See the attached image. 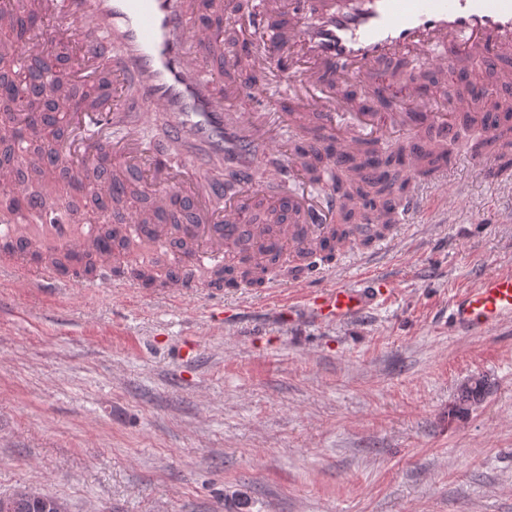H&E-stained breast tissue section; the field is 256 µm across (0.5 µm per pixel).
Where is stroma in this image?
<instances>
[{"label":"stroma","mask_w":512,"mask_h":512,"mask_svg":"<svg viewBox=\"0 0 512 512\" xmlns=\"http://www.w3.org/2000/svg\"><path fill=\"white\" fill-rule=\"evenodd\" d=\"M432 111L455 78L427 61ZM458 141L447 221L397 224L334 261L388 289L362 317L281 321L266 289L201 283L177 302L141 282L0 287V497L30 486L69 512H512V320H448L481 276L512 271V166L485 178ZM247 301L224 328L214 310ZM488 383L471 405L470 378Z\"/></svg>","instance_id":"obj_1"}]
</instances>
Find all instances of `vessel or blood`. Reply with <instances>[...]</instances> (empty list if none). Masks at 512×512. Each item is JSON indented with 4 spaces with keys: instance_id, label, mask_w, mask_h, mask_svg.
Here are the masks:
<instances>
[{
    "instance_id": "1",
    "label": "vessel or blood",
    "mask_w": 512,
    "mask_h": 512,
    "mask_svg": "<svg viewBox=\"0 0 512 512\" xmlns=\"http://www.w3.org/2000/svg\"><path fill=\"white\" fill-rule=\"evenodd\" d=\"M19 12L33 15L38 25L0 52L21 65L51 55L74 57L42 83L60 110L51 157L29 153L28 113H0V132L12 135L15 147L12 163L0 167V238L18 244L15 262L28 273L20 282L24 288L67 285L51 267L31 263L38 245L59 252L96 248L98 285L111 287L112 254L97 248V231L86 225L85 212L62 210L57 175L67 171L90 199L107 200L114 181L133 172L154 190L151 213L167 218L153 245L170 248L176 236L193 244L190 255H170L172 298L192 296L199 266L223 264L247 234L255 264L276 251L311 252L316 263L298 283L300 300L318 319L349 320L381 296L386 283L368 273L356 286L336 285L317 263L336 221L340 160L378 141L384 130L451 139L467 106L459 99L450 113L431 111L426 87L412 82L409 104L376 111L375 101L388 96L382 74L403 56L426 55L436 72L454 73L473 93L512 91V0H261L268 35L251 59L277 88L261 112L236 110L257 90L226 79L233 57L209 50L213 18H235L236 0H10L0 5L1 32ZM487 70L495 75L489 88L482 81ZM287 101L300 103L301 111L286 112ZM304 123L337 138L317 182L308 180L297 143L285 135L286 128ZM27 166L44 168L40 185L18 184L17 171ZM269 181L288 212L287 223L270 233L248 221L257 192ZM185 199L192 204L187 224L178 207ZM456 204L445 190L407 192L398 213L446 212ZM105 220L136 236L144 217L125 209L107 212ZM511 318V272L482 278L449 313L454 325L474 334Z\"/></svg>"
}]
</instances>
